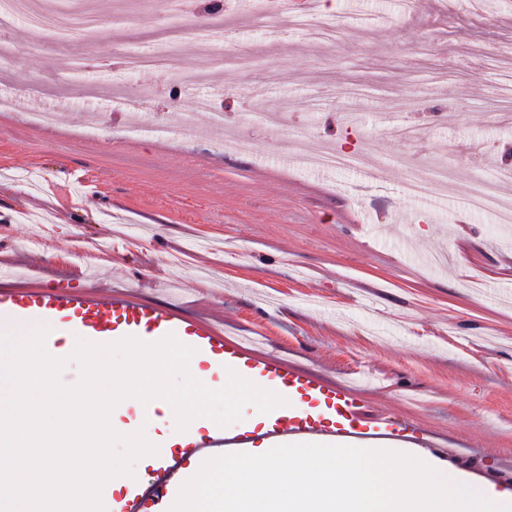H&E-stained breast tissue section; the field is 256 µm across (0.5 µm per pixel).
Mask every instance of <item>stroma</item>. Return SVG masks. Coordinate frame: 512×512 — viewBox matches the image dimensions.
<instances>
[{
    "label": "stroma",
    "mask_w": 512,
    "mask_h": 512,
    "mask_svg": "<svg viewBox=\"0 0 512 512\" xmlns=\"http://www.w3.org/2000/svg\"><path fill=\"white\" fill-rule=\"evenodd\" d=\"M322 4L333 29L285 20L274 37L234 8L209 59L194 7L172 70L148 78L120 53L163 47L154 0H69L101 15V39L39 55L26 24L5 31L16 52L0 88L16 106L0 112V262L30 283L173 301L420 422L435 465L512 488V225L459 209L482 180L512 204V182L495 178L512 164V0ZM34 81L39 102L24 93ZM94 84L136 105L90 133L79 113L110 103ZM203 97L268 153L221 142L202 112L196 137L146 131ZM41 104L57 110L52 129L22 118ZM302 147L368 163L301 168ZM74 169L95 195L71 185ZM440 172L436 193L404 195L411 175Z\"/></svg>",
    "instance_id": "stroma-1"
}]
</instances>
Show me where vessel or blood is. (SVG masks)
I'll use <instances>...</instances> for the list:
<instances>
[{
    "label": "vessel or blood",
    "mask_w": 512,
    "mask_h": 512,
    "mask_svg": "<svg viewBox=\"0 0 512 512\" xmlns=\"http://www.w3.org/2000/svg\"><path fill=\"white\" fill-rule=\"evenodd\" d=\"M11 270H0V322L17 324L56 321L70 335L103 343L126 336L154 342L172 334L195 348L199 366L241 376L284 396L286 405L267 414L264 438L272 445L291 442L341 440L360 448H427L424 428L376 408L350 385L289 363L276 354H262L245 340L224 336L207 320L175 308L146 302L131 291H115L108 297L88 292L84 286L60 281L52 287L40 284L12 285ZM180 454L208 459L217 454L244 452L252 438L242 426L213 427L201 436L172 432ZM177 457L158 456L150 471L133 478L123 495L106 503V512H142L145 501L162 503L182 484Z\"/></svg>",
    "instance_id": "vessel-or-blood-1"
}]
</instances>
